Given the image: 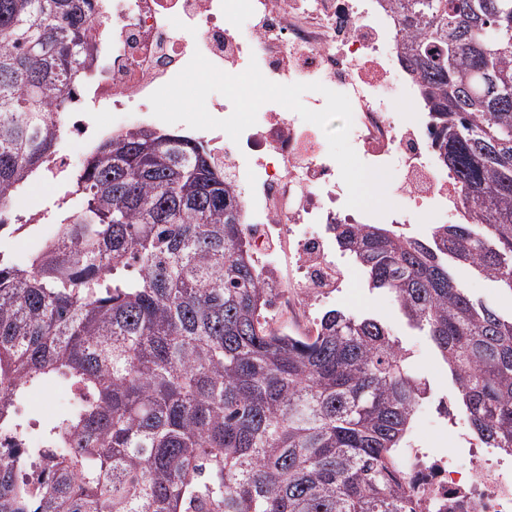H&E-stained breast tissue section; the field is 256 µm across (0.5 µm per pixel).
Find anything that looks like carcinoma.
Instances as JSON below:
<instances>
[{"instance_id":"carcinoma-1","label":"carcinoma","mask_w":512,"mask_h":512,"mask_svg":"<svg viewBox=\"0 0 512 512\" xmlns=\"http://www.w3.org/2000/svg\"><path fill=\"white\" fill-rule=\"evenodd\" d=\"M94 0H0V203L49 170L90 72ZM403 67L465 215L428 237L333 224L369 288L428 336L459 412L512 456V314L473 298L465 266L512 295V0H390ZM24 264L0 250V512H416L401 460L427 393L391 327L338 309L267 327L268 276L204 142L133 128L99 142ZM68 387L42 421L30 389Z\"/></svg>"}]
</instances>
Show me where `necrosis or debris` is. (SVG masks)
I'll list each match as a JSON object with an SVG mask.
<instances>
[{"label": "necrosis or debris", "instance_id": "necrosis-or-debris-1", "mask_svg": "<svg viewBox=\"0 0 512 512\" xmlns=\"http://www.w3.org/2000/svg\"><path fill=\"white\" fill-rule=\"evenodd\" d=\"M89 35L98 46L80 104L112 113L55 114L57 129L93 147L112 128L154 122L150 95L201 53L238 74L257 63L278 84L318 82L346 94L353 111L349 142L359 159L392 171L406 208L384 215L347 207L348 190L320 128L268 102L239 141L209 135L249 212V237L262 249L276 287L288 282L272 241L296 247L304 266L338 267L331 225L443 224L462 217L457 181L437 159L429 114L397 51L401 37L387 0H97ZM407 101L398 112L394 101ZM404 473L421 512L461 499L471 512H512V463L470 442L444 452L413 449Z\"/></svg>", "mask_w": 512, "mask_h": 512}]
</instances>
